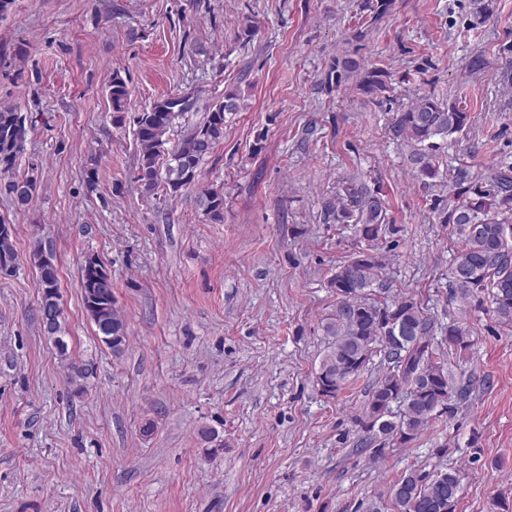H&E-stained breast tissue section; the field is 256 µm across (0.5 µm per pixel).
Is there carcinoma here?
Returning a JSON list of instances; mask_svg holds the SVG:
<instances>
[{
    "instance_id": "cac0c4a2",
    "label": "carcinoma",
    "mask_w": 512,
    "mask_h": 512,
    "mask_svg": "<svg viewBox=\"0 0 512 512\" xmlns=\"http://www.w3.org/2000/svg\"><path fill=\"white\" fill-rule=\"evenodd\" d=\"M390 0H366L362 9L374 24L389 9ZM389 73L366 67L350 55L337 58L325 72L324 85L332 89L354 79L369 97L388 91ZM112 122L125 123L130 90L115 74L109 86ZM246 109L236 89L204 107L199 97L175 111L172 97L155 101L133 116L137 150L136 181L145 191L175 197L200 184L202 164L224 138L226 115ZM202 119L192 120L199 111ZM469 112L432 94H416L400 112L399 132L416 175L427 184L444 179L445 142L468 125ZM25 118L9 106L0 107V194L18 206L28 205L38 192L34 176L19 175L18 160L25 150ZM178 136L173 148L171 137ZM458 192L441 208L443 222L453 225L462 241L448 269L449 300L458 304L459 316L444 323L425 303L413 296L380 301L372 288L380 281L386 263L376 252L386 237V200L381 188L371 191L350 183L344 192L352 208L332 212L334 223L353 225L355 236L366 243L362 259L336 267L328 284L336 289V310L321 321L325 348L315 370L320 393L336 396L345 384L361 375L378 355L382 373L372 387L367 407L357 420L365 442L384 438L406 448L440 417H452L467 402L472 381L456 375L449 357L459 358L472 346L467 313L489 300L495 320L512 327V168L501 169L488 179L456 175ZM212 221L224 220V191L207 187L197 197ZM17 260L14 225L0 221V276L13 273ZM42 287L40 305L59 300L58 273L37 270ZM83 305L97 335L116 355L125 343L124 322L115 307L112 276L93 257L80 268ZM384 336L398 341L386 343ZM463 491L460 470L435 466L426 472L406 468L387 487L360 503L363 512H456Z\"/></svg>"
}]
</instances>
